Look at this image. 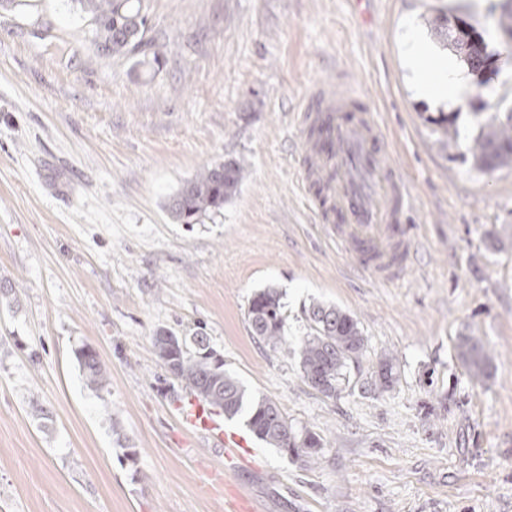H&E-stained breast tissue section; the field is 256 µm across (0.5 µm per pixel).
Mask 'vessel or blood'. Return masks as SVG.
I'll return each mask as SVG.
<instances>
[{
	"instance_id": "vessel-or-blood-1",
	"label": "vessel or blood",
	"mask_w": 512,
	"mask_h": 512,
	"mask_svg": "<svg viewBox=\"0 0 512 512\" xmlns=\"http://www.w3.org/2000/svg\"><path fill=\"white\" fill-rule=\"evenodd\" d=\"M299 126L320 128L321 138L304 139L303 195L321 223L357 267L382 281L398 279L415 248L399 218L412 205L406 181L383 161L385 141L373 108L349 82L313 87L297 114ZM195 430L225 443L223 424L193 404L185 416Z\"/></svg>"
}]
</instances>
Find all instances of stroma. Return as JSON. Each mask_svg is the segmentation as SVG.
<instances>
[{"label": "stroma", "instance_id": "stroma-1", "mask_svg": "<svg viewBox=\"0 0 512 512\" xmlns=\"http://www.w3.org/2000/svg\"><path fill=\"white\" fill-rule=\"evenodd\" d=\"M501 0H140L142 43L104 55L77 0L0 10V512H512V165L480 169L470 141L512 111V64L491 89L420 98L405 66L433 21L473 24L512 54ZM345 76L374 107L384 160L405 176L416 256L392 282L358 271L301 189L300 104ZM454 117L449 138L431 125ZM243 162L238 194L196 224L169 197L207 166ZM274 286L285 335L318 300L367 338L352 381L394 357L381 395L327 398L296 358L253 339L247 308ZM211 348L254 398L325 446L306 466L225 420L224 449L159 382L157 329ZM483 342L492 376L456 356ZM109 381L86 386L75 352ZM137 451L127 461L123 449ZM85 383L91 389L102 390L108 379V372L95 350L83 347L77 352Z\"/></svg>", "mask_w": 512, "mask_h": 512}]
</instances>
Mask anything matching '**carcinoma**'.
I'll return each instance as SVG.
<instances>
[{
  "label": "carcinoma",
  "mask_w": 512,
  "mask_h": 512,
  "mask_svg": "<svg viewBox=\"0 0 512 512\" xmlns=\"http://www.w3.org/2000/svg\"><path fill=\"white\" fill-rule=\"evenodd\" d=\"M91 15L92 41L108 53H122L142 38L146 19L134 0H78ZM437 31L448 47L471 73L484 74V58L469 40L466 31L454 26L448 16L436 19ZM475 163L487 170L512 163V112L506 122L481 128L473 138ZM243 166L235 159L205 168L186 181L170 199L167 210L182 224H196L212 210L219 209L239 191ZM307 332L297 343L284 336L286 315L282 293L272 286L256 291L249 301L247 320L250 335L271 347L293 355L303 381L318 393L334 398L349 382V369L366 351L367 339L359 321L348 311L321 301L304 307ZM158 365L165 378L185 386L198 400L233 418L246 415L249 430L260 441L291 459L314 464L324 448L320 436L308 429H296L277 402L269 398L251 399L241 381L224 371V363L214 357L204 332L192 337L160 329L152 337ZM458 357L476 381L491 376L490 358L482 342L463 336ZM85 383L98 391L107 384L108 372L95 350L83 347L77 352ZM398 381L394 358L379 357L370 379L362 383L363 392L381 395Z\"/></svg>",
  "instance_id": "carcinoma-1"
}]
</instances>
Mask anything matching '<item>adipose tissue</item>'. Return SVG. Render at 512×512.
<instances>
[{
  "label": "adipose tissue",
  "instance_id": "adipose-tissue-1",
  "mask_svg": "<svg viewBox=\"0 0 512 512\" xmlns=\"http://www.w3.org/2000/svg\"><path fill=\"white\" fill-rule=\"evenodd\" d=\"M433 53V46L419 32L408 34L405 64L417 92L429 99L457 98L465 88L464 75L448 58H440L438 64H431Z\"/></svg>",
  "mask_w": 512,
  "mask_h": 512
}]
</instances>
